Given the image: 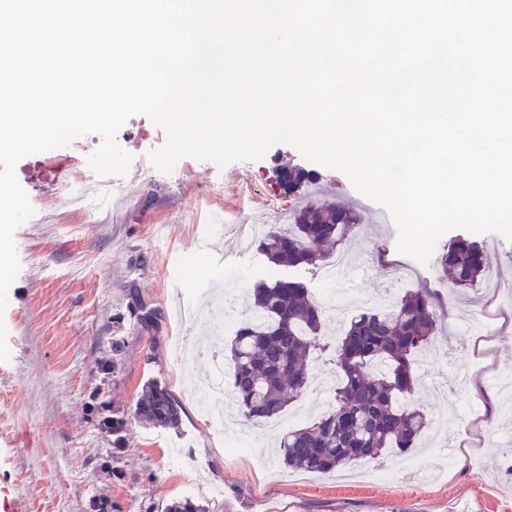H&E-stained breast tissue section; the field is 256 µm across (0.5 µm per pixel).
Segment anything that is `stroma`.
I'll list each match as a JSON object with an SVG mask.
<instances>
[{"instance_id":"35a3bbf8","label":"stroma","mask_w":512,"mask_h":512,"mask_svg":"<svg viewBox=\"0 0 512 512\" xmlns=\"http://www.w3.org/2000/svg\"><path fill=\"white\" fill-rule=\"evenodd\" d=\"M288 162L314 173V201L351 207L359 218L342 245L351 270L328 286L336 298L391 305L428 288L444 309L413 394L431 427L417 448L379 458L387 475L378 481L366 479L367 462L326 475L288 470L276 453L279 433L260 425L252 451H230L202 420V397L190 384L208 360L183 370L172 364L177 336H202L218 324L203 312L208 283L223 285L224 313L238 320L260 278L303 281L317 298L328 288L316 270H273L255 248L239 245L237 225L269 222L272 208L296 205L275 174ZM178 166L176 174L150 175L133 167L125 192L88 182L78 198L62 184L86 180L83 151L69 145L19 161L34 214L14 234L21 267L0 315L11 353L0 362V512H92L96 497L111 500L112 512H163L190 470L224 487L223 498H205L209 512H512L504 474L512 402L485 382L492 374L512 381V240L478 234L492 264L476 287H455L433 263L397 282L383 268L401 258L395 225L378 223L377 203L341 172L286 145L222 168L191 158ZM144 308L156 316L148 330L138 322ZM480 312L478 338L461 341L458 326ZM151 380L181 405L179 430L134 417ZM108 410L127 420L118 446L96 422ZM175 448L184 469L167 463Z\"/></svg>"}]
</instances>
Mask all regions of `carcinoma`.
Returning a JSON list of instances; mask_svg holds the SVG:
<instances>
[{
  "label": "carcinoma",
  "mask_w": 512,
  "mask_h": 512,
  "mask_svg": "<svg viewBox=\"0 0 512 512\" xmlns=\"http://www.w3.org/2000/svg\"><path fill=\"white\" fill-rule=\"evenodd\" d=\"M313 180L294 165L280 169V184L295 192ZM358 223L355 212L310 198L290 211V224L275 225L257 238L256 251L271 267L327 264ZM435 263L455 285L471 288L487 272L488 251L459 236L444 246ZM248 315L227 344V374L234 397L248 421L269 420L302 396L312 378L325 312L308 286L294 279H260L248 299ZM438 332V314L427 290L407 292L386 309L354 315L334 347L337 384L330 407L308 424L282 436L279 454L292 470L326 474L357 461L378 459L391 448L416 447L430 427L423 409L409 398L417 386L412 355ZM134 413L144 424L178 430L182 408L166 387L143 385ZM164 512H208L184 497Z\"/></svg>",
  "instance_id": "1"
}]
</instances>
